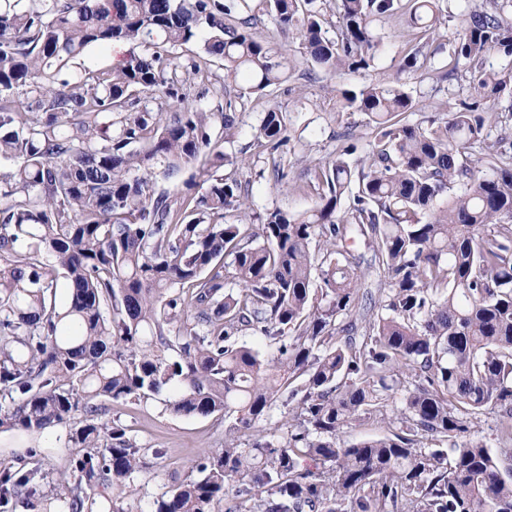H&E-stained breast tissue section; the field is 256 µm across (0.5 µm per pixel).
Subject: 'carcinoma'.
Wrapping results in <instances>:
<instances>
[{
    "instance_id": "cac0c4a2",
    "label": "carcinoma",
    "mask_w": 512,
    "mask_h": 512,
    "mask_svg": "<svg viewBox=\"0 0 512 512\" xmlns=\"http://www.w3.org/2000/svg\"><path fill=\"white\" fill-rule=\"evenodd\" d=\"M252 2L0 0V429L78 421L70 471L32 489L34 506L134 512L105 491L140 472L141 447L98 421L95 401L166 390L174 413H222L228 427L199 476L151 512H512V156L488 130L512 100V70L486 65L494 49L512 57V0L456 17L443 74L467 82L456 111L411 125L417 103L399 84L342 92L374 129L368 158L350 166L347 145L316 165L315 208L254 219L241 182L220 174L249 164L214 138L217 119L234 138L247 102L224 85L245 74L254 94L286 81L292 37L324 71L367 70L376 26L398 15L413 31L400 69L417 72L442 7L333 0L331 35L326 0H265L281 35L266 41L251 32ZM114 41L143 53L73 74L88 47ZM205 56L224 62V78L205 72ZM159 100L178 109L168 121ZM254 141L284 177L287 114L268 110ZM477 142L483 156L466 153ZM156 164L167 180L197 164L207 187L158 191L144 176ZM354 238L372 249L380 288L363 333L343 340L364 298ZM487 410L499 416L496 452L467 437ZM364 420L390 431L340 439ZM37 475L0 460V512Z\"/></svg>"
}]
</instances>
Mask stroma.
Here are the masks:
<instances>
[{"instance_id": "stroma-1", "label": "stroma", "mask_w": 512, "mask_h": 512, "mask_svg": "<svg viewBox=\"0 0 512 512\" xmlns=\"http://www.w3.org/2000/svg\"><path fill=\"white\" fill-rule=\"evenodd\" d=\"M451 24L441 26L439 49L433 68L414 75L399 74L400 51L411 38L405 20L394 18L379 32L380 50L373 68L357 73H328L312 67L299 50H292L293 68L288 79L267 91L252 95L238 114V129L232 152L248 151L265 112L279 108L287 112L288 143L283 148L284 178H275L263 162L238 170L237 176L249 194L250 213L258 216L272 208L299 213L315 207L319 199L308 184L311 170L319 162L336 157L352 135L357 146L355 159L368 149L372 127L367 116L340 109L342 90L359 89L374 79L400 80L404 90L420 108L409 116L410 123H426L436 110L454 109L467 91L460 82L442 81L437 70L449 65ZM169 392L144 403H108L103 421H121L142 447L159 449V456H147V466L137 473L124 491L139 512H150L154 500L174 480L191 475L195 461L206 451L224 445L226 425L223 415L207 418L173 414L166 406ZM68 427L59 426L41 433L22 430L0 431V458L25 461L27 449H34L48 478L70 467L72 450L67 444Z\"/></svg>"}]
</instances>
